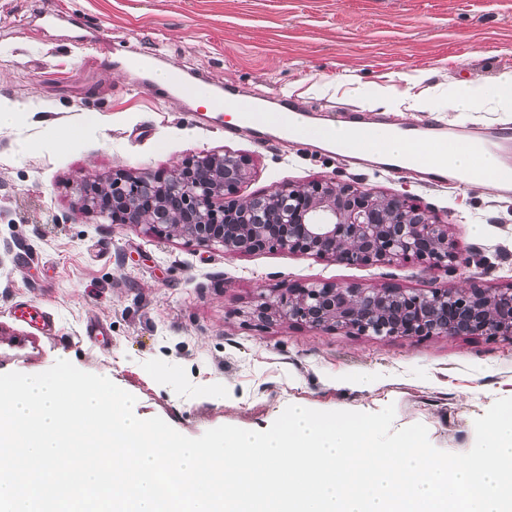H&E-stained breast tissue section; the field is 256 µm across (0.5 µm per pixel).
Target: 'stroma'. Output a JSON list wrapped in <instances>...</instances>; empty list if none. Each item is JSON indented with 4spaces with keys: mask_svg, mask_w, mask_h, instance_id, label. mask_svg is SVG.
I'll return each mask as SVG.
<instances>
[{
    "mask_svg": "<svg viewBox=\"0 0 512 512\" xmlns=\"http://www.w3.org/2000/svg\"><path fill=\"white\" fill-rule=\"evenodd\" d=\"M149 54L189 82L233 83L238 97L278 109L293 97L314 121L325 106L367 110L387 124L439 120L460 128L512 123L492 104L459 111L448 90L512 75V0H0V98L25 108L0 128V374H38L59 359L108 377L197 438L232 425L268 428L292 403L373 413L394 405V429L415 423L450 453L473 423L512 397V339L374 336L267 320L261 297L354 285L425 292L512 288V196L327 155L283 135L256 143L195 122L181 97L147 91L115 66ZM98 126L80 132L85 113ZM77 135L53 146L63 130ZM249 159L237 196L331 180L405 193L448 223L462 261L349 265L268 249L162 240L147 226L107 224L76 207L84 184L167 171L201 153ZM47 312L51 333L16 314ZM103 336L89 339L88 320Z\"/></svg>",
    "mask_w": 512,
    "mask_h": 512,
    "instance_id": "1",
    "label": "stroma"
}]
</instances>
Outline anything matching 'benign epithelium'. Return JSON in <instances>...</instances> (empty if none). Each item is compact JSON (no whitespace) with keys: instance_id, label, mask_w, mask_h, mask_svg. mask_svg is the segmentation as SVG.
<instances>
[{"instance_id":"7a95c632","label":"benign epithelium","mask_w":512,"mask_h":512,"mask_svg":"<svg viewBox=\"0 0 512 512\" xmlns=\"http://www.w3.org/2000/svg\"><path fill=\"white\" fill-rule=\"evenodd\" d=\"M249 160L203 153L171 174H117L86 186L77 205L112 224H146L160 238L220 245L230 254L280 248L347 264L414 257L432 265L460 259L448 224L404 194L379 195L318 180L234 199ZM263 316L376 336H509L512 288H399L316 285L258 305Z\"/></svg>"}]
</instances>
